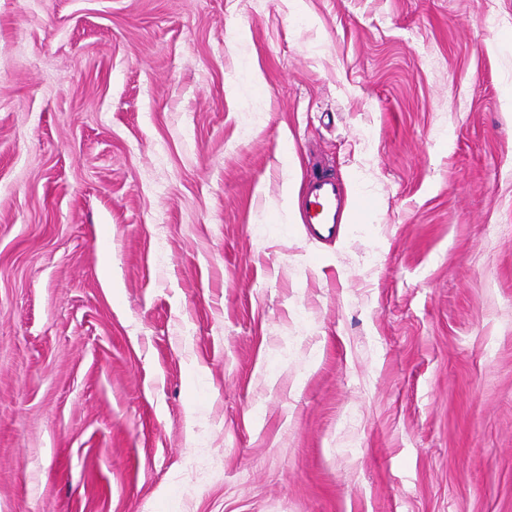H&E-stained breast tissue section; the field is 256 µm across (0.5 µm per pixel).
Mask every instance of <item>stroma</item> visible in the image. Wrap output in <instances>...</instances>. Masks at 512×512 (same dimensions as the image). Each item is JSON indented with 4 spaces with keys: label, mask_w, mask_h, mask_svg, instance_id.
Returning a JSON list of instances; mask_svg holds the SVG:
<instances>
[{
    "label": "stroma",
    "mask_w": 512,
    "mask_h": 512,
    "mask_svg": "<svg viewBox=\"0 0 512 512\" xmlns=\"http://www.w3.org/2000/svg\"><path fill=\"white\" fill-rule=\"evenodd\" d=\"M510 90L512 0H0V512H512ZM343 198L339 187L332 180L314 175L307 187L304 224H340ZM328 226V233L333 228Z\"/></svg>",
    "instance_id": "stroma-1"
}]
</instances>
